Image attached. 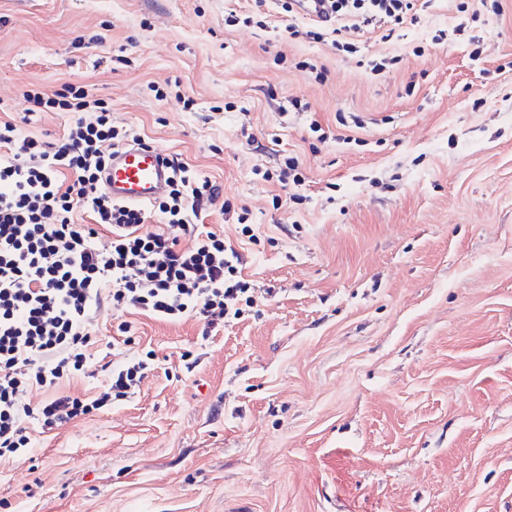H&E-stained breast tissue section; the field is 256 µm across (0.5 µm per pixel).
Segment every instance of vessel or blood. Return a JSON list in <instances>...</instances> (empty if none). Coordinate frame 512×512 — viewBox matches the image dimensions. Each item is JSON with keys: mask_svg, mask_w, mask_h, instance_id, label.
Masks as SVG:
<instances>
[{"mask_svg": "<svg viewBox=\"0 0 512 512\" xmlns=\"http://www.w3.org/2000/svg\"><path fill=\"white\" fill-rule=\"evenodd\" d=\"M160 149L131 143L113 152L101 184L115 201L141 205L151 202L166 188L170 171Z\"/></svg>", "mask_w": 512, "mask_h": 512, "instance_id": "b4317fda", "label": "vessel or blood"}]
</instances>
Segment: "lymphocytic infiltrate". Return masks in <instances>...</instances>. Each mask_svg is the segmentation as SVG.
<instances>
[{"label": "lymphocytic infiltrate", "instance_id": "lymphocytic-infiltrate-1", "mask_svg": "<svg viewBox=\"0 0 512 512\" xmlns=\"http://www.w3.org/2000/svg\"><path fill=\"white\" fill-rule=\"evenodd\" d=\"M328 3L340 22L334 44L345 51L363 27L384 19L403 24L414 7L413 0ZM26 100L31 111L52 108L75 118L52 143L19 139L15 124L0 123L7 155L0 162V458L29 450L30 423L59 428L139 389L151 369L148 355L113 365L94 399L55 391L89 374L93 315L102 303L170 323L191 316L210 336L254 293L239 252L204 222L218 186L177 162L151 209L112 201L100 188L101 172L112 150L139 134L112 126L83 86ZM153 212L164 230H145ZM102 232L107 239L99 246ZM185 235L191 246L182 245ZM33 386L50 389L51 397L35 407L19 404L18 394Z\"/></svg>", "mask_w": 512, "mask_h": 512}]
</instances>
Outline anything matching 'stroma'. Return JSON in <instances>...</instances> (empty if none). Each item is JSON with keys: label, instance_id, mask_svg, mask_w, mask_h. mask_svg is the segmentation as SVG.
<instances>
[{"label": "stroma", "instance_id": "obj_1", "mask_svg": "<svg viewBox=\"0 0 512 512\" xmlns=\"http://www.w3.org/2000/svg\"><path fill=\"white\" fill-rule=\"evenodd\" d=\"M244 3L0 0V122L59 137L25 92L88 86L220 186L256 289L209 338L101 306L98 357L155 369L0 460V512H512V0H430L355 54Z\"/></svg>", "mask_w": 512, "mask_h": 512}]
</instances>
